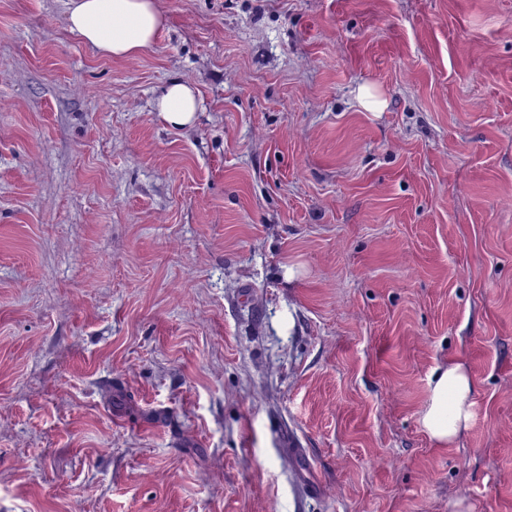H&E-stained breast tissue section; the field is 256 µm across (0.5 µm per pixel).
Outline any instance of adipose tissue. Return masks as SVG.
Listing matches in <instances>:
<instances>
[{
	"label": "adipose tissue",
	"mask_w": 512,
	"mask_h": 512,
	"mask_svg": "<svg viewBox=\"0 0 512 512\" xmlns=\"http://www.w3.org/2000/svg\"><path fill=\"white\" fill-rule=\"evenodd\" d=\"M164 23L155 0H70L68 29L91 49L126 58L150 48ZM198 101L193 86L175 81L157 101L160 117L183 128L194 121ZM473 384L462 365L435 371L421 424L440 442L453 441L471 418Z\"/></svg>",
	"instance_id": "adipose-tissue-1"
}]
</instances>
